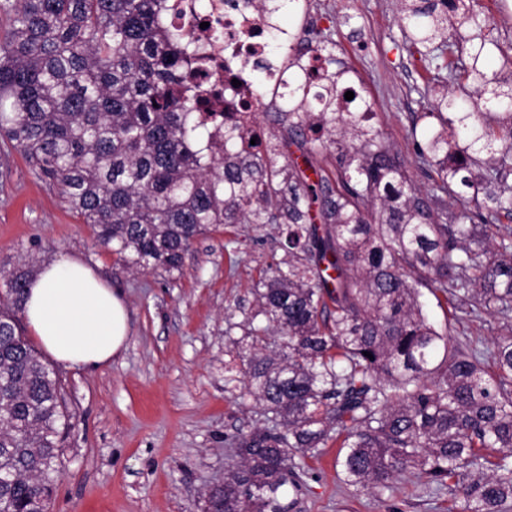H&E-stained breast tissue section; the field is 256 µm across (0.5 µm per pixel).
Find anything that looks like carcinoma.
<instances>
[{"label": "carcinoma", "instance_id": "obj_1", "mask_svg": "<svg viewBox=\"0 0 512 512\" xmlns=\"http://www.w3.org/2000/svg\"><path fill=\"white\" fill-rule=\"evenodd\" d=\"M173 10L0 0V140L132 268L179 269L213 225H273L285 239L245 320L247 388L275 425L231 436L239 460L208 512H286L295 457L330 441L351 486L380 492L414 469L431 489L454 482L462 512H506L512 326L490 347L458 343L421 301L443 296L458 322L512 312V225L499 223L512 219V83L492 70L489 20L474 0L444 12L404 3L401 27L425 66L443 58L449 77L485 94L476 105L442 96L421 115L446 130L417 149L420 187L374 123L304 93L286 110L270 102L267 125L224 113L215 143L197 113L206 93L187 81V32L163 22ZM481 192L494 204L485 212L472 205ZM32 276L17 270L0 291V470L15 473L0 512H49L68 428L61 380L18 316ZM272 328L281 343L269 352Z\"/></svg>", "mask_w": 512, "mask_h": 512}]
</instances>
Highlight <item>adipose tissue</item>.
Returning a JSON list of instances; mask_svg holds the SVG:
<instances>
[{
  "instance_id": "adipose-tissue-1",
  "label": "adipose tissue",
  "mask_w": 512,
  "mask_h": 512,
  "mask_svg": "<svg viewBox=\"0 0 512 512\" xmlns=\"http://www.w3.org/2000/svg\"><path fill=\"white\" fill-rule=\"evenodd\" d=\"M23 313L39 346L77 369L109 362L129 332L122 298L76 256L41 266L26 290Z\"/></svg>"
}]
</instances>
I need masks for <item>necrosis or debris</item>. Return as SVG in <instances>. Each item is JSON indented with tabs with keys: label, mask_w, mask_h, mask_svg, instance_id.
Returning <instances> with one entry per match:
<instances>
[{
	"label": "necrosis or debris",
	"mask_w": 512,
	"mask_h": 512,
	"mask_svg": "<svg viewBox=\"0 0 512 512\" xmlns=\"http://www.w3.org/2000/svg\"><path fill=\"white\" fill-rule=\"evenodd\" d=\"M180 8L176 24L187 29L193 47L207 57L205 83L220 91L221 106L239 105L247 113L257 111L266 95L287 91L288 66L271 62V51L297 50L315 22L307 14L297 31L277 34L255 0H180ZM202 17L207 27L199 26ZM257 61L262 64L258 72L251 68Z\"/></svg>",
	"instance_id": "necrosis-or-debris-1"
}]
</instances>
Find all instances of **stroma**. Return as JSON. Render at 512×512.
I'll list each match as a JSON object with an SVG mask.
<instances>
[{
    "instance_id": "1",
    "label": "stroma",
    "mask_w": 512,
    "mask_h": 512,
    "mask_svg": "<svg viewBox=\"0 0 512 512\" xmlns=\"http://www.w3.org/2000/svg\"><path fill=\"white\" fill-rule=\"evenodd\" d=\"M401 6L325 0L321 38L327 53L347 63L348 82L375 102L379 126L411 163L440 129L425 116L431 101L445 92L476 100L480 92L411 55L397 21ZM475 9L496 19L492 35L501 49L493 69L512 83V0H477ZM283 255L273 229L233 224L198 236L181 269L129 268L97 242L55 185L20 154L10 155L0 168V277L27 263L77 256L120 292L129 314L126 344L108 364L89 371L55 366L71 419L51 512H205L207 494L223 483L234 454L229 435L272 425L245 387V367L228 340L245 333L261 269ZM427 306L435 326L462 343H490L512 324L502 316L451 324L435 298ZM337 453L331 445L298 458L283 496L288 512H460L455 488L430 492L410 471L389 490H356L337 468Z\"/></svg>"
}]
</instances>
